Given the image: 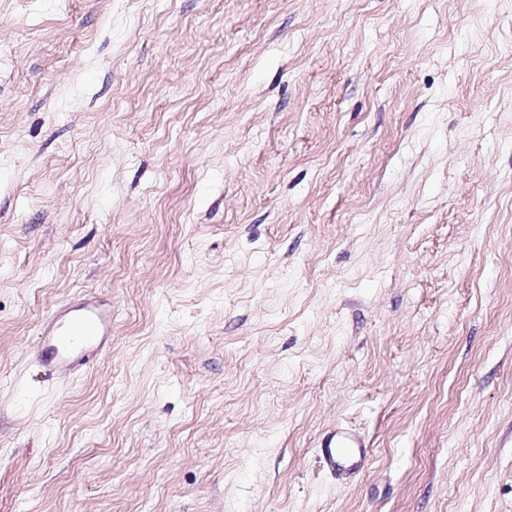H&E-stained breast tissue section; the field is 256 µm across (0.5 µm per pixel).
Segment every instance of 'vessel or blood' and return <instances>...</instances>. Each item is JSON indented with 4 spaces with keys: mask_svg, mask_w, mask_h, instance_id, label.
Masks as SVG:
<instances>
[{
    "mask_svg": "<svg viewBox=\"0 0 512 512\" xmlns=\"http://www.w3.org/2000/svg\"><path fill=\"white\" fill-rule=\"evenodd\" d=\"M112 347V305L82 296L55 310L41 324L33 360L49 374H75ZM370 442L358 431L339 424L321 437L317 454L331 477L349 480L367 471Z\"/></svg>",
    "mask_w": 512,
    "mask_h": 512,
    "instance_id": "obj_1",
    "label": "vessel or blood"
}]
</instances>
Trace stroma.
<instances>
[{
	"instance_id": "obj_1",
	"label": "stroma",
	"mask_w": 512,
	"mask_h": 512,
	"mask_svg": "<svg viewBox=\"0 0 512 512\" xmlns=\"http://www.w3.org/2000/svg\"><path fill=\"white\" fill-rule=\"evenodd\" d=\"M0 512H512V0H0ZM112 347V303L78 297L41 324L33 361L48 374L73 375ZM370 442L347 425L330 427L319 440L317 454L331 477L350 480L368 470Z\"/></svg>"
}]
</instances>
